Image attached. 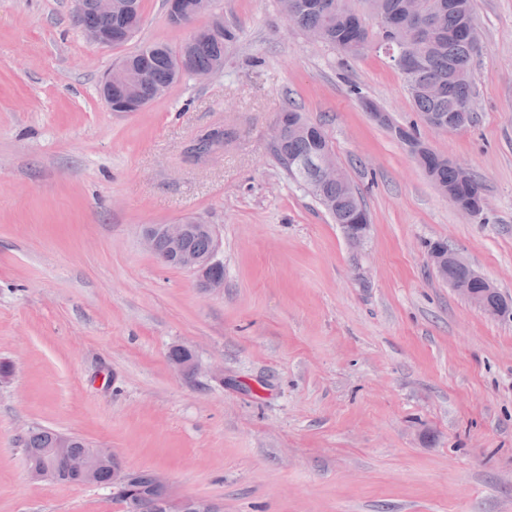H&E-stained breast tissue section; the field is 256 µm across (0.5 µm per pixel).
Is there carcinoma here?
Returning <instances> with one entry per match:
<instances>
[{
	"label": "carcinoma",
	"instance_id": "obj_1",
	"mask_svg": "<svg viewBox=\"0 0 512 512\" xmlns=\"http://www.w3.org/2000/svg\"><path fill=\"white\" fill-rule=\"evenodd\" d=\"M176 12L168 13L175 26L190 22L202 7V0H178ZM339 0H278L279 10L296 14L295 27L306 36L334 48L359 36L368 44V29L361 14L351 9H336ZM370 14L378 24L381 45H395L399 29L407 21L405 0H365ZM432 22L421 45L417 62L401 70L414 108L422 118H446L459 112H474L471 78H458V70L471 72L474 58L481 50L480 34L474 22L473 0H428ZM76 20L81 27H95L112 33V47L125 45L138 32L142 23V0H114L112 16L99 14L91 0H75ZM238 40L237 28L218 16L204 28L193 30L191 36L173 48L166 44H149L121 58L118 66L130 77L126 89L112 93V111L137 112L149 102L163 96L184 77L202 71L210 74L224 70L227 49ZM228 132L217 128L198 135L192 148L195 155L202 150L224 144ZM330 148L323 129L307 124L302 135L287 137L271 150L288 175L303 185L332 216L337 224H350L365 207L347 174L332 182L318 175V161ZM421 167L434 185L447 187L458 203L474 207L484 187L476 178L461 181L448 158L427 148ZM185 248L206 253L211 238L206 232L193 231L185 240ZM59 433L37 429L23 440L29 461L37 463L45 450L56 446Z\"/></svg>",
	"mask_w": 512,
	"mask_h": 512
}]
</instances>
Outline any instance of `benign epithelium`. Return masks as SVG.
<instances>
[{"label":"benign epithelium","mask_w":512,"mask_h":512,"mask_svg":"<svg viewBox=\"0 0 512 512\" xmlns=\"http://www.w3.org/2000/svg\"><path fill=\"white\" fill-rule=\"evenodd\" d=\"M420 41L415 34L410 36L398 46L399 57L413 59L418 57ZM204 227L209 234H214L212 225L195 222L188 224L178 221L172 224H155L149 226L143 235L145 247L153 252L158 239H163L168 244V251L160 256L164 264L175 265L197 275L201 281V287L210 290L224 286V279L218 275L223 267L221 261L215 259L216 251L206 255H199L184 248V241L192 229ZM370 224L359 215L356 224L346 230L345 235L353 245H359L367 237ZM448 267L437 266L440 278L447 282L454 290L462 294L466 299L486 313L496 316L500 314L505 301L492 304L489 297L498 294L496 287L478 273L472 265L458 252L450 249L447 256ZM112 467V490L119 491L122 487L134 481L135 473L128 470L121 458L110 448H93L90 452L73 456L69 459V470L92 481L96 473L106 467ZM31 478L39 481L54 482L58 480L59 473L50 461H45L38 466L29 467ZM154 482L165 488V494L155 502L154 512H221L211 501L201 498L178 497L172 493L168 485L158 475H153Z\"/></svg>","instance_id":"1"}]
</instances>
